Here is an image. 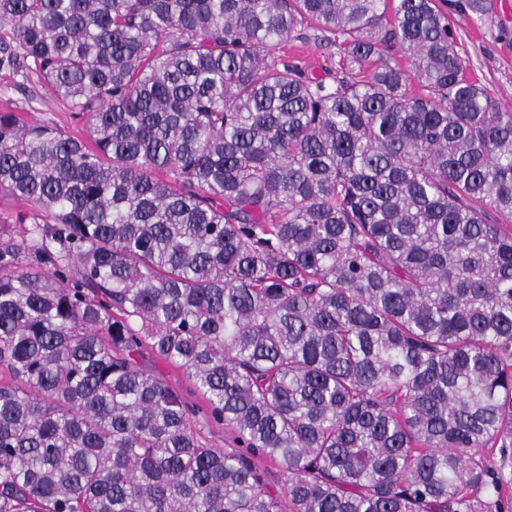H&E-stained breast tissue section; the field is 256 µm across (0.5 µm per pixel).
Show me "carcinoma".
Here are the masks:
<instances>
[{
	"label": "carcinoma",
	"mask_w": 512,
	"mask_h": 512,
	"mask_svg": "<svg viewBox=\"0 0 512 512\" xmlns=\"http://www.w3.org/2000/svg\"><path fill=\"white\" fill-rule=\"evenodd\" d=\"M490 10L0 0V68L93 142L0 110V190L32 204L0 215V512H502L512 106L452 21ZM308 23L340 74L277 54ZM145 344L242 450L198 443Z\"/></svg>",
	"instance_id": "cac0c4a2"
}]
</instances>
